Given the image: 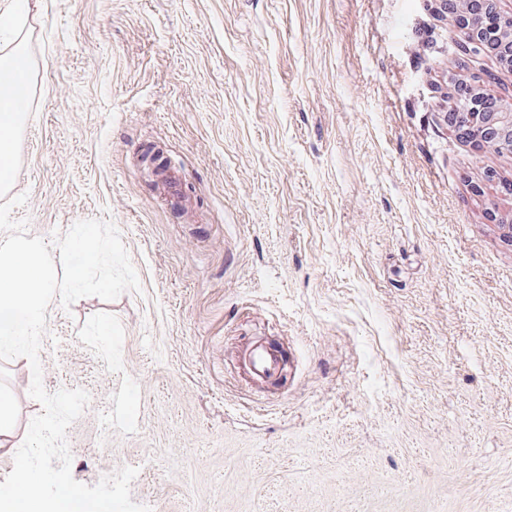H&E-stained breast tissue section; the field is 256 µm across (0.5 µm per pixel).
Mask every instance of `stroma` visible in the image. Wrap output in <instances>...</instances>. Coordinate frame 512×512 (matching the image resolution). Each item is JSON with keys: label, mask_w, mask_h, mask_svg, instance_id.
Masks as SVG:
<instances>
[{"label": "stroma", "mask_w": 512, "mask_h": 512, "mask_svg": "<svg viewBox=\"0 0 512 512\" xmlns=\"http://www.w3.org/2000/svg\"><path fill=\"white\" fill-rule=\"evenodd\" d=\"M35 65L0 204L53 241L118 229L141 288L53 299L71 472L137 468L151 512H512V153L447 120L512 98L440 0H31ZM184 179L171 206L141 157ZM285 354L265 385L244 347ZM30 363L0 361L15 429Z\"/></svg>", "instance_id": "1"}]
</instances>
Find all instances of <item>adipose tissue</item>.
Wrapping results in <instances>:
<instances>
[{
  "instance_id": "adipose-tissue-1",
  "label": "adipose tissue",
  "mask_w": 512,
  "mask_h": 512,
  "mask_svg": "<svg viewBox=\"0 0 512 512\" xmlns=\"http://www.w3.org/2000/svg\"><path fill=\"white\" fill-rule=\"evenodd\" d=\"M32 61L23 46L0 55V187H6L13 162L14 137L22 124Z\"/></svg>"
}]
</instances>
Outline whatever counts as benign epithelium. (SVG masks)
I'll return each instance as SVG.
<instances>
[{
    "instance_id": "1",
    "label": "benign epithelium",
    "mask_w": 512,
    "mask_h": 512,
    "mask_svg": "<svg viewBox=\"0 0 512 512\" xmlns=\"http://www.w3.org/2000/svg\"><path fill=\"white\" fill-rule=\"evenodd\" d=\"M497 4L498 0H487L489 11L496 17V54L507 59L512 57V17L502 16ZM459 22L464 38L475 48L487 43L485 32L469 11L460 14ZM483 98L484 93L480 88H470L469 96L460 100L458 111L452 113V120L456 125L470 130L476 139V145L499 149L512 140V100H498L494 111L485 112L481 108Z\"/></svg>"
}]
</instances>
